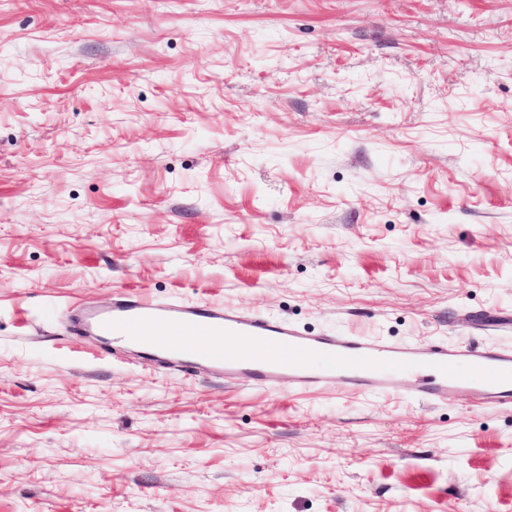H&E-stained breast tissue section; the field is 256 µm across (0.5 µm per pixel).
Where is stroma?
<instances>
[{"label":"stroma","instance_id":"stroma-1","mask_svg":"<svg viewBox=\"0 0 512 512\" xmlns=\"http://www.w3.org/2000/svg\"><path fill=\"white\" fill-rule=\"evenodd\" d=\"M124 291L512 346V0H0V512H512V412L67 333Z\"/></svg>","mask_w":512,"mask_h":512}]
</instances>
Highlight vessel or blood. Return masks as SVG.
Wrapping results in <instances>:
<instances>
[{
  "mask_svg": "<svg viewBox=\"0 0 512 512\" xmlns=\"http://www.w3.org/2000/svg\"><path fill=\"white\" fill-rule=\"evenodd\" d=\"M74 331L131 345L141 358L186 374L204 365L227 379L248 375L268 389L284 379L292 389L382 396L408 390L432 404L466 390L472 408L512 410L511 346L311 335L262 313L159 302L140 292L106 309H78Z\"/></svg>",
  "mask_w": 512,
  "mask_h": 512,
  "instance_id": "obj_1",
  "label": "vessel or blood"
}]
</instances>
